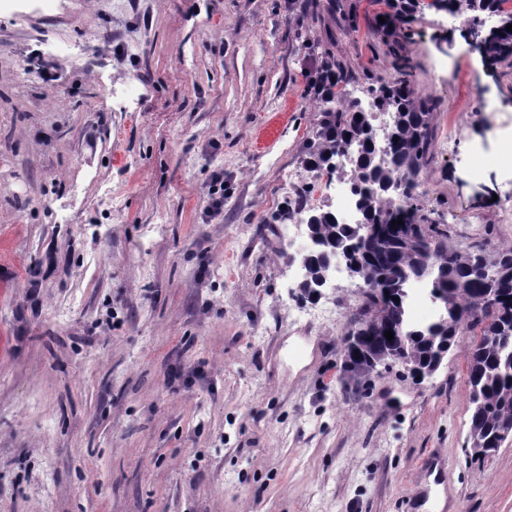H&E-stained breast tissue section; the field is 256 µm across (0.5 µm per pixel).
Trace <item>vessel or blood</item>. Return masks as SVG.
Masks as SVG:
<instances>
[{
  "label": "vessel or blood",
  "mask_w": 512,
  "mask_h": 512,
  "mask_svg": "<svg viewBox=\"0 0 512 512\" xmlns=\"http://www.w3.org/2000/svg\"><path fill=\"white\" fill-rule=\"evenodd\" d=\"M453 501L448 459L439 450L428 451L415 468L406 495L408 512H448Z\"/></svg>",
  "instance_id": "1"
}]
</instances>
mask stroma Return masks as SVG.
I'll return each mask as SVG.
<instances>
[{
  "label": "stroma",
  "mask_w": 512,
  "mask_h": 512,
  "mask_svg": "<svg viewBox=\"0 0 512 512\" xmlns=\"http://www.w3.org/2000/svg\"><path fill=\"white\" fill-rule=\"evenodd\" d=\"M306 2L0 0V512H406L431 448L459 512H512V438L467 445L471 336L432 376L349 377L359 283L301 299L306 239L275 219L315 180L305 41L387 80L395 43L457 134L425 212L459 245H512V173L472 172L512 124V68L441 13L391 37L372 0Z\"/></svg>",
  "instance_id": "35a3bbf8"
}]
</instances>
